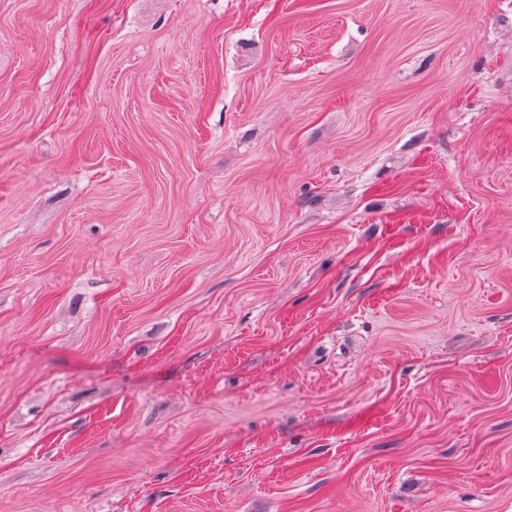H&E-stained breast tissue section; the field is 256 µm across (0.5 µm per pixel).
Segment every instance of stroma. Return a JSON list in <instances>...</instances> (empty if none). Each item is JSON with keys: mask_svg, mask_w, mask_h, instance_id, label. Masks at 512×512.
Instances as JSON below:
<instances>
[{"mask_svg": "<svg viewBox=\"0 0 512 512\" xmlns=\"http://www.w3.org/2000/svg\"><path fill=\"white\" fill-rule=\"evenodd\" d=\"M0 512H512V0H0Z\"/></svg>", "mask_w": 512, "mask_h": 512, "instance_id": "1", "label": "stroma"}]
</instances>
